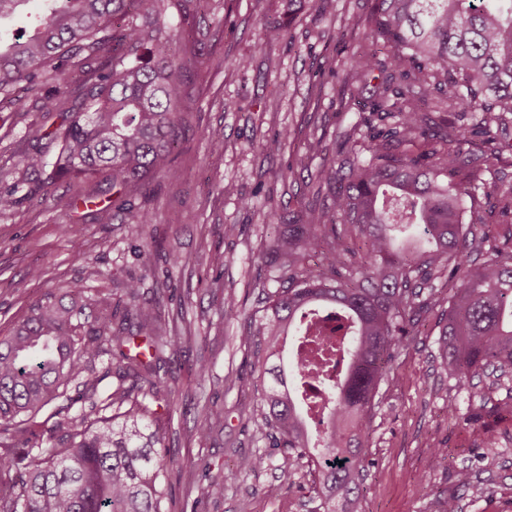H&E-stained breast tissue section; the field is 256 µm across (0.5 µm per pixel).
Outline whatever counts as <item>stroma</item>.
Here are the masks:
<instances>
[{
  "mask_svg": "<svg viewBox=\"0 0 512 512\" xmlns=\"http://www.w3.org/2000/svg\"><path fill=\"white\" fill-rule=\"evenodd\" d=\"M371 5L326 0L297 15L292 40L267 45L261 31L279 21V0H220L206 14L203 53L228 63L188 71L189 110L174 149L178 173L156 174L147 196L131 201L132 208L154 210L153 224L129 223L106 200L84 204L91 183L67 179L52 186L49 199L22 196L0 217V336L32 301L77 283L123 305L126 282L142 280L145 298L160 297L162 313L177 318L187 341L160 369L172 396L159 412L173 512H181L189 494L198 512H319L309 466H301L292 485L278 484L288 451L256 431L252 410L263 357L241 338L265 295L284 286L267 251L274 231L265 221L268 208L287 223L304 205L329 208L330 197L317 190V170L382 123L371 110V87L359 92L355 105L343 95L352 52L371 41ZM235 58L247 67L232 66ZM46 121L39 109L22 115L1 103L0 166L18 159L30 125ZM213 129L224 135L219 153L208 146ZM282 132L281 149L263 151V143ZM314 138L323 150L305 158ZM475 150L491 165L488 181L512 183V121L494 140L476 138ZM170 256L177 265L167 264ZM229 293L238 312L226 317ZM437 339L431 314L380 385L357 512H436L423 493L427 485L457 495L461 512H512V411L503 407L512 400V380L487 371L459 384L440 363ZM203 364L208 372L202 376ZM208 407L223 409L224 431L203 443L195 426ZM474 408L481 418L471 423L465 416ZM441 448L447 455L439 460ZM259 455L263 464L253 466ZM205 465L223 479V498L207 497L197 483ZM463 468L474 483L465 491L456 482Z\"/></svg>",
  "mask_w": 512,
  "mask_h": 512,
  "instance_id": "35a3bbf8",
  "label": "stroma"
}]
</instances>
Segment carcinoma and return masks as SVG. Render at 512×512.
I'll return each mask as SVG.
<instances>
[{"label":"carcinoma","instance_id":"1","mask_svg":"<svg viewBox=\"0 0 512 512\" xmlns=\"http://www.w3.org/2000/svg\"><path fill=\"white\" fill-rule=\"evenodd\" d=\"M31 0H0V21ZM212 0H40L36 30L0 31V97L16 112L61 110L49 131L36 125L29 148L11 167L0 166V216L19 203L29 174L44 175L48 192L68 178L94 182L112 203L148 191L158 171L175 173L173 153L185 123V70L196 53L199 12ZM177 12L175 37L167 12ZM371 37L389 47L387 74L374 89L373 111L396 114L394 127L367 134L359 152L316 174L332 210L309 208L269 244L288 287L269 294L242 341L270 359L283 342L305 338L310 318L331 314L336 327L306 342L321 359L296 357L291 374L318 381L316 406L289 389L288 377L268 369L261 386L257 431L288 449L275 492L292 483L300 463L314 464L320 508L336 512L361 492L362 442L373 423L375 398L389 363L448 289L438 317L439 355L466 384L491 368L512 373V228L504 247L476 263L490 240L483 226L512 225V185H492L489 215L467 199L483 182L484 162L472 136H494L512 115V0H373ZM268 43L291 38L290 27H263ZM375 50L352 53V77L367 78ZM480 112L478 126H431V109ZM56 144L48 154L40 142ZM363 239L362 277L351 269L345 243ZM322 250L326 270L305 267ZM124 310L112 297L92 299L80 285L32 302L9 335L0 338V512H165L169 461L163 427L150 408L169 403L159 376L167 351L180 348L177 326L141 303L140 281L127 283ZM147 333L149 357L124 351L131 325ZM119 384L97 394L96 364ZM79 388L88 408L77 416L55 402ZM329 407L323 423L315 407ZM224 429V412H203L196 434L207 442Z\"/></svg>","mask_w":512,"mask_h":512}]
</instances>
